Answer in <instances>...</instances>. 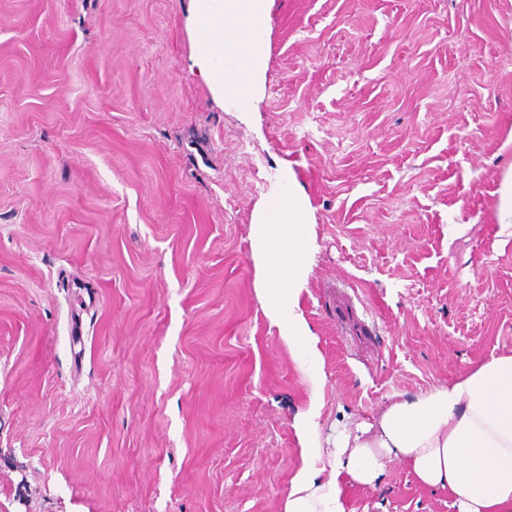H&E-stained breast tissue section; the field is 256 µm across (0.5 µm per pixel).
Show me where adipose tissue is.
<instances>
[{"label": "adipose tissue", "mask_w": 512, "mask_h": 512, "mask_svg": "<svg viewBox=\"0 0 512 512\" xmlns=\"http://www.w3.org/2000/svg\"><path fill=\"white\" fill-rule=\"evenodd\" d=\"M268 0H196L194 66L216 96L246 100L266 57ZM306 199L286 189L264 206L255 250L267 286L263 299L313 388L321 357L307 334L296 296L305 278ZM320 415L311 404L298 420L310 445L292 480L284 512H349L339 485H379L391 463L409 467L425 487L448 491L457 512H512V353L491 355L461 376L391 402L371 434L347 435L324 452L313 439ZM331 469L321 480V464Z\"/></svg>", "instance_id": "adipose-tissue-1"}]
</instances>
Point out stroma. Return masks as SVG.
Listing matches in <instances>:
<instances>
[{"label":"stroma","mask_w":512,"mask_h":512,"mask_svg":"<svg viewBox=\"0 0 512 512\" xmlns=\"http://www.w3.org/2000/svg\"><path fill=\"white\" fill-rule=\"evenodd\" d=\"M192 0H0V512H284L317 440L512 351V0H270L247 103ZM308 201L299 310L253 226ZM353 512H457L392 463ZM496 219L504 229L512 228V166L505 174L498 189ZM288 181L278 197L264 206L263 224H255V250L267 288L263 299L281 336L294 350L296 361L315 391L322 382L321 357L307 334V325L298 311L297 288L305 278L304 245L308 238L309 206Z\"/></svg>","instance_id":"35a3bbf8"}]
</instances>
